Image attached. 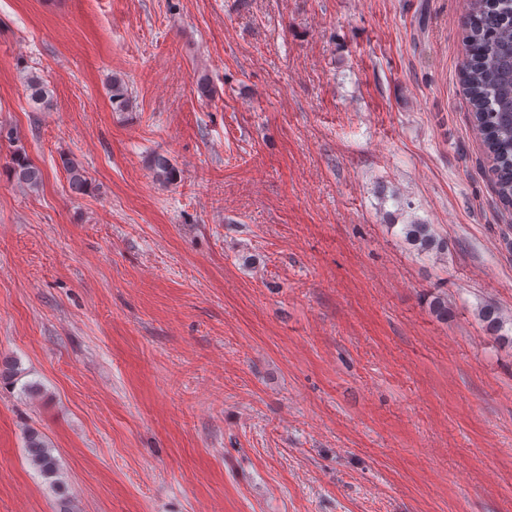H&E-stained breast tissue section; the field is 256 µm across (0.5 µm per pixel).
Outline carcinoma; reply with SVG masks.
I'll return each instance as SVG.
<instances>
[{
	"instance_id": "1",
	"label": "carcinoma",
	"mask_w": 512,
	"mask_h": 512,
	"mask_svg": "<svg viewBox=\"0 0 512 512\" xmlns=\"http://www.w3.org/2000/svg\"><path fill=\"white\" fill-rule=\"evenodd\" d=\"M507 58L512 59V0H468L462 77L471 107L472 129L482 141L500 201L512 206V112L503 111L504 106L512 105V80L504 78L502 72ZM27 91L33 103H46L47 89L39 74L27 77ZM109 93L116 108L127 106L128 89L122 79L112 77ZM63 165L70 190L86 193L89 180L83 166L70 158ZM153 170L163 182L177 180L178 171L162 155L154 157ZM11 172L17 183L30 189L42 184V171L20 149L13 153ZM403 232L420 253L440 252L447 247L429 224H406ZM481 320L486 330L495 334L504 327V320L494 308L482 309ZM25 443L28 460L58 496V512H73L53 448L34 429L27 431Z\"/></svg>"
}]
</instances>
